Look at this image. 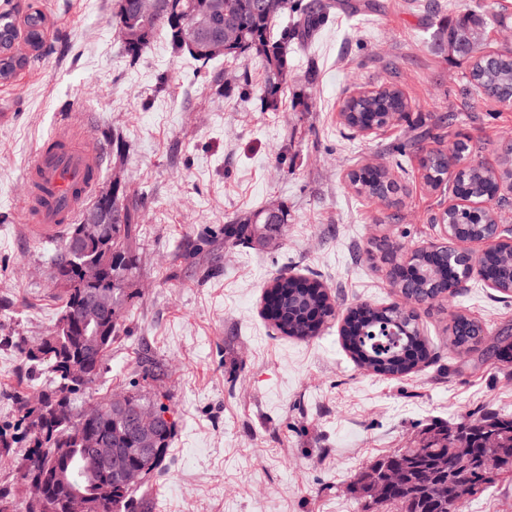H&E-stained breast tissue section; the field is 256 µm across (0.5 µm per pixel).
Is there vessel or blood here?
Segmentation results:
<instances>
[{
  "label": "vessel or blood",
  "instance_id": "vessel-or-blood-1",
  "mask_svg": "<svg viewBox=\"0 0 512 512\" xmlns=\"http://www.w3.org/2000/svg\"><path fill=\"white\" fill-rule=\"evenodd\" d=\"M100 157L96 143L76 144L70 125L59 126L52 139L38 149L26 183L29 192L42 195L40 202L31 205L41 237H52L59 225L74 220L97 180Z\"/></svg>",
  "mask_w": 512,
  "mask_h": 512
}]
</instances>
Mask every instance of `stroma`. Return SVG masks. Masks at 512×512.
<instances>
[{"instance_id": "obj_1", "label": "stroma", "mask_w": 512, "mask_h": 512, "mask_svg": "<svg viewBox=\"0 0 512 512\" xmlns=\"http://www.w3.org/2000/svg\"><path fill=\"white\" fill-rule=\"evenodd\" d=\"M334 9L316 40L292 46L277 108L263 99L260 59L198 68L157 36L130 59L112 25L115 0H11L17 17H47L42 56L0 79V425L18 395L37 393L6 338L47 335L61 291L55 240L26 223L25 173L63 120L103 149L95 194L120 184L140 209L138 296L112 345L95 397L132 391L146 363L167 395L176 436L144 512H356L355 474L438 424L512 413V365L448 350L462 313L488 334L512 328V298L482 281L419 308L436 364L392 378L359 367L339 334L347 308L401 302L374 252L442 238L452 192L423 179L424 151L469 145V160L501 169L512 107L465 91L467 67L435 45L437 19L478 0H369ZM400 91L408 117L363 136L340 111L361 91ZM386 166L392 203L359 196L349 173ZM282 212L264 239L224 240L226 224L259 208ZM281 272L323 281L336 315L298 340L263 315Z\"/></svg>"}]
</instances>
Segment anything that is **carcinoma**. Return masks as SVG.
<instances>
[{"instance_id":"obj_1","label":"carcinoma","mask_w":512,"mask_h":512,"mask_svg":"<svg viewBox=\"0 0 512 512\" xmlns=\"http://www.w3.org/2000/svg\"><path fill=\"white\" fill-rule=\"evenodd\" d=\"M112 22L118 28L126 54L136 59L152 44L158 32L165 30L175 52L188 54L200 68L219 58L256 57L264 62L266 80L263 95L276 106L288 80V48L308 44L321 31L335 4L330 0H309L298 7L284 0L277 16H269L260 8V0H158L159 6L149 16L141 14L139 0H117ZM489 21L486 7L475 6L437 27L434 40L444 49L448 40L462 31L470 32V40L458 57L469 62L465 76L469 88L500 103L512 99V53L488 54L484 51ZM46 19L38 11L25 16L26 39L35 51L43 45ZM233 35L217 40L223 30ZM18 28L13 11L0 13V78L8 77L15 67L8 54ZM349 122L365 124L387 117H408L402 94L382 88L371 97L351 98L345 102ZM425 179L433 188L445 181L448 154L437 150L422 160ZM358 193L369 198L388 199L394 182L388 174L375 168H362L353 174ZM499 177L480 165L458 171L453 189L465 193H492ZM118 212L112 222V233L105 238L89 237L79 250L71 252V239L80 234L87 213L74 224L58 243L53 255V278L63 288L64 304L59 319H68L77 329L56 328L47 336L30 343L24 338L15 341L25 363L31 369L46 368L49 384L30 400H15L14 421L0 428V469L18 472L25 484L42 479L50 485V496L39 510L25 504L24 512H64L62 500L70 485L85 488L90 495V512H138L137 493L146 489L158 476L172 445L176 423L166 418L169 408L158 389L128 393L132 405H151L161 416L154 433L153 456L145 461V479L139 486L123 487L114 483L112 475L98 467L93 451L84 446L88 435L110 442L114 448H135L136 440L129 427V414L112 413L99 421L81 422L78 409L90 393L104 368L112 342L119 332L124 313L137 292L130 284L138 271L137 242L140 236L139 210L129 203L120 185L112 186V195L96 198L90 211L99 214ZM447 224H457V231L480 236L493 230L494 210L478 215L469 212L447 213ZM283 214L256 210L248 218L224 225V240L231 243L252 241L263 235V225L281 224ZM88 262L102 267V276L95 283H86L80 269ZM487 276L496 280L498 292L508 295L512 290V250L503 248L483 258ZM412 274L395 273L393 286L405 299L403 305L374 306L367 304L348 321L341 337L356 363L385 376H403L421 364L433 361L432 351L419 327L416 306L439 300L448 289L458 286L457 268L448 263V254L417 252L412 257ZM112 290V313L91 323L86 300L96 290ZM270 319L287 336L307 340L317 335L322 325L335 315V308L325 285L279 273L270 286ZM448 349L481 352V357H494L503 364L512 363V336H489L482 324L464 314H456L448 326ZM76 366L85 379L74 382L68 377L69 367ZM496 439L497 448L485 447L487 438ZM467 448L477 461L490 451L497 453L504 471L512 473V414L487 412L476 419L453 427L438 425L433 434L418 447L394 448L359 471L352 482L358 495L356 505L361 512L371 510V492L365 482L367 473L378 466L396 468L403 473L399 484L384 488L382 507L391 512H456L457 503L474 497L494 482L474 467L458 464L455 449ZM448 485L446 496L430 495L429 480ZM0 512H19L16 495L8 484L0 486Z\"/></svg>"}]
</instances>
